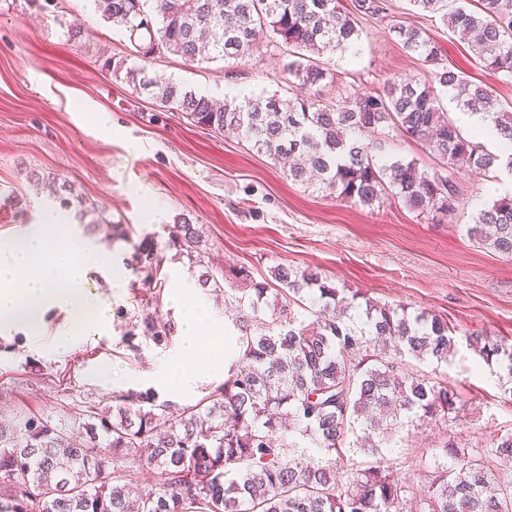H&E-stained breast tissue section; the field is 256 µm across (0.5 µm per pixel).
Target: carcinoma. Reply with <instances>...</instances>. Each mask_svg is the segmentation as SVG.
<instances>
[{
  "mask_svg": "<svg viewBox=\"0 0 512 512\" xmlns=\"http://www.w3.org/2000/svg\"><path fill=\"white\" fill-rule=\"evenodd\" d=\"M102 19L125 28L139 67L107 58L138 93L215 132L236 131L272 160L290 159L288 178L319 182L336 198L372 207L388 195L420 214L447 217L460 198L463 168L512 169V110L492 89L442 65L440 44L416 26L396 24L402 48L431 66L430 77H394L383 92L348 93L325 102L334 56L354 51L359 17H383V0H95ZM438 14L479 49L486 69L512 77V0H410ZM265 41L288 55L287 82L297 93L226 99L218 106L187 85L146 75L155 56L194 63L239 61ZM496 129L511 154L488 151L448 116L441 94ZM400 133L434 157L379 162L376 136ZM478 245L512 257V199L479 210L468 225ZM173 245L193 258L199 230L172 226ZM164 256L145 237L128 266L143 287L158 284ZM248 291L231 297L240 315L239 356L224 381L175 417L149 391L112 396L115 406L75 413L79 437L50 419L19 414L0 420V512H400L419 500V512H512V432L476 451L443 438L425 474V491L401 475L408 457L382 452L393 430L416 422L448 426L457 392L413 367L448 361L457 345L448 320L411 313L402 304L366 301L311 271L277 266L257 282L244 266L230 270ZM275 291L273 313L262 307ZM309 303L311 319L294 307ZM155 343L172 327L142 322ZM469 345L485 361L498 360L512 393V346L483 336ZM317 448L310 457L305 447ZM357 451L366 460L345 467ZM154 469L153 484L140 474Z\"/></svg>",
  "mask_w": 512,
  "mask_h": 512,
  "instance_id": "obj_1",
  "label": "carcinoma"
}]
</instances>
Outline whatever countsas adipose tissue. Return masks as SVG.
Returning a JSON list of instances; mask_svg holds the SVG:
<instances>
[{"label": "adipose tissue", "mask_w": 512, "mask_h": 512, "mask_svg": "<svg viewBox=\"0 0 512 512\" xmlns=\"http://www.w3.org/2000/svg\"><path fill=\"white\" fill-rule=\"evenodd\" d=\"M98 254L87 240L68 233L57 239L44 228L22 238L0 239V329H37L45 310L64 305L83 321L82 335L94 334L109 313L108 305L93 300L86 289ZM207 334L202 312L189 308L182 347L160 370L159 385L173 394L189 386L190 375L183 367L199 359Z\"/></svg>", "instance_id": "ef3b65f1"}]
</instances>
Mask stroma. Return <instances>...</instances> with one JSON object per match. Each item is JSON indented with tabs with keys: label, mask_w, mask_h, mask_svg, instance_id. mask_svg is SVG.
<instances>
[{
	"label": "stroma",
	"mask_w": 512,
	"mask_h": 512,
	"mask_svg": "<svg viewBox=\"0 0 512 512\" xmlns=\"http://www.w3.org/2000/svg\"><path fill=\"white\" fill-rule=\"evenodd\" d=\"M387 5L383 20L363 22L355 55L333 58L340 86L373 94L397 75L424 78L427 66L402 49L392 30L413 24L440 43L445 65L512 103V78L487 70L439 16L410 0ZM73 24L82 27V39H69ZM129 47L127 33L105 22L94 0H63L61 8L42 11L27 0H0V195L26 209L21 219L0 208V239L24 235L44 212H57L77 236L103 250L106 264L94 267L87 287L111 307L108 325L96 336H79L64 306L46 311L39 330H0V417L33 413L72 433L79 406L108 407L115 394L147 390L183 337L177 332L157 345L137 327L148 313L180 325L186 309L174 300L179 293L203 300L216 345L236 347L235 307L201 287L199 275L210 272L235 289L230 269L247 267L263 281L285 264L363 297L448 318L459 340L455 353L442 363H421L420 370L457 391L451 430L468 448L490 447L494 433L512 431V395L501 388L499 364L485 362L466 342L478 334L512 345V259L481 248L467 233L478 209L512 198V177L458 175L460 205L441 220L393 197L373 207L338 200L289 180L246 141L166 111L103 68L107 55L135 66ZM287 61L276 51L234 66L167 54L148 69L221 101L285 91ZM100 113L107 126L97 123ZM39 177L72 186L79 201L60 207L36 185ZM185 218L202 230L197 263L169 244L170 227ZM118 224L130 227V239L116 236ZM146 236L165 259L156 303L126 265L133 242ZM62 334L77 340L60 343ZM441 438L437 427L418 424L395 435L392 448L409 451L405 477L423 483Z\"/></svg>",
	"instance_id": "obj_1"
}]
</instances>
